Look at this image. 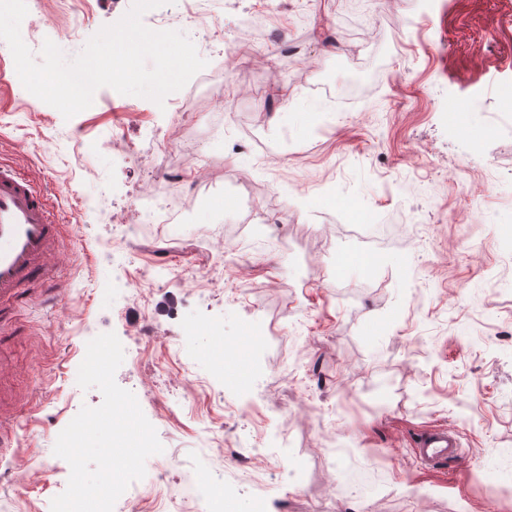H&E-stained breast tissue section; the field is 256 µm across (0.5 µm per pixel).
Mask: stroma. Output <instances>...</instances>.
<instances>
[{"mask_svg": "<svg viewBox=\"0 0 512 512\" xmlns=\"http://www.w3.org/2000/svg\"><path fill=\"white\" fill-rule=\"evenodd\" d=\"M33 5V54L49 40L70 59L131 7L94 0L77 27L69 0ZM205 7L224 42L173 25L207 62V82L186 86L192 112L102 87L64 118L20 92L0 40V164L47 194L63 239L54 282L24 289L0 323L14 418L0 512H49L65 490L54 445L102 402L77 376L107 332L124 349L115 380L164 447L113 512H153L184 472L223 512H512V0ZM225 47L247 63L215 82ZM116 132L137 157L113 151ZM199 143L223 179L185 223H151L135 204L148 175ZM238 198L257 234L238 232ZM115 214L138 234L113 237ZM216 220L233 233L221 253L201 231ZM146 265L152 282L129 302ZM228 346L248 385L211 369ZM443 425L463 460L418 464L414 441ZM258 438L269 457L239 468Z\"/></svg>", "mask_w": 512, "mask_h": 512, "instance_id": "1", "label": "stroma"}]
</instances>
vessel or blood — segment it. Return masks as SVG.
Returning a JSON list of instances; mask_svg holds the SVG:
<instances>
[{
	"label": "vessel or blood",
	"mask_w": 512,
	"mask_h": 512,
	"mask_svg": "<svg viewBox=\"0 0 512 512\" xmlns=\"http://www.w3.org/2000/svg\"><path fill=\"white\" fill-rule=\"evenodd\" d=\"M59 240V226L33 180L0 166V322L11 320L21 289L46 276ZM414 455L429 467L456 461L461 435L452 428L431 430L416 440Z\"/></svg>",
	"instance_id": "b4317fda"
}]
</instances>
